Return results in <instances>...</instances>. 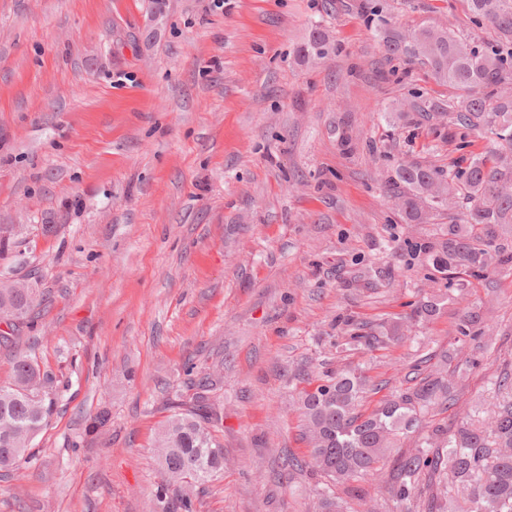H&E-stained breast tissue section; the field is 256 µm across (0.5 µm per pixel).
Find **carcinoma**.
Masks as SVG:
<instances>
[{
    "label": "carcinoma",
    "instance_id": "cac0c4a2",
    "mask_svg": "<svg viewBox=\"0 0 512 512\" xmlns=\"http://www.w3.org/2000/svg\"><path fill=\"white\" fill-rule=\"evenodd\" d=\"M475 23L493 24L508 45L512 36V0H470ZM393 55L428 65L432 76L460 94L448 107L413 101L407 111L448 121L459 129L481 131L496 144L490 156L472 159L463 170L447 172L420 161L399 164L387 183L396 207L410 224H429L448 218L446 238L424 243L407 242L412 255L424 262L427 280L444 287L464 288L468 278H488L512 267V245L501 240L498 227L512 223V98L501 93L512 85V49L487 50L471 45L444 28L419 27L400 32L387 42ZM462 195L465 210L451 214V201ZM44 299L29 280L0 274V322L9 332L0 334L6 345L20 326L30 322ZM439 311L438 300L422 298L409 315L416 323ZM347 344L374 349L397 336V327L376 330L349 318ZM479 311L465 315L459 333L471 340L484 334ZM13 379L0 386V472L18 469L31 458L33 440L49 425L55 398L39 365L18 357ZM318 384L300 397L305 418L308 460L326 479L318 490L320 512H347L336 487L373 476L384 465L387 452L400 435L421 426L437 407L452 402L451 382L442 367L421 382L401 388L369 414L360 411L369 381L358 368L317 376ZM220 378L207 374L195 383L188 402L173 406V413L158 429L154 448L163 486L178 487V495L157 496L154 512H197L196 487L224 470L223 416L209 403L208 394ZM445 487L427 512H512V398L494 404L482 423L461 420L452 429L437 425L418 450L400 458L391 475L397 512L405 508L418 478Z\"/></svg>",
    "mask_w": 512,
    "mask_h": 512
}]
</instances>
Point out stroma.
Segmentation results:
<instances>
[{"label": "stroma", "instance_id": "35a3bbf8", "mask_svg": "<svg viewBox=\"0 0 512 512\" xmlns=\"http://www.w3.org/2000/svg\"><path fill=\"white\" fill-rule=\"evenodd\" d=\"M395 30L451 27L478 46L497 29L467 0H0V273L45 297L33 328L0 348L38 362L56 408L29 463L0 474V512H153V450L176 395L220 374L224 470L198 512H315L292 395L305 371L361 367L375 409L420 359H455L452 405L430 424L484 416L512 368V270L436 287L423 327L372 350L342 319L399 321L427 273L397 247L407 225L385 187L398 161L460 170L489 137L402 102L455 97L427 67L391 55ZM325 54L303 50L313 30ZM490 335L465 343L467 312ZM339 494L352 512H395L394 461Z\"/></svg>", "mask_w": 512, "mask_h": 512}]
</instances>
